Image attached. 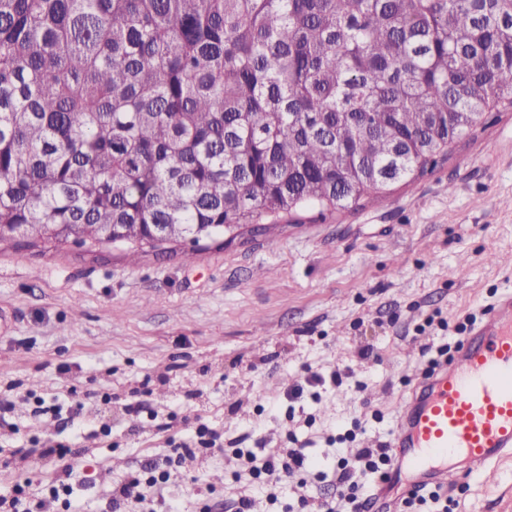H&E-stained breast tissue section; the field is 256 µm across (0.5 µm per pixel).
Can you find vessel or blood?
<instances>
[{
	"instance_id": "vessel-or-blood-1",
	"label": "vessel or blood",
	"mask_w": 512,
	"mask_h": 512,
	"mask_svg": "<svg viewBox=\"0 0 512 512\" xmlns=\"http://www.w3.org/2000/svg\"><path fill=\"white\" fill-rule=\"evenodd\" d=\"M476 337L401 408L390 476L414 488L447 482L456 460L484 469L512 455V292L487 311Z\"/></svg>"
}]
</instances>
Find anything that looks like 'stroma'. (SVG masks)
I'll return each mask as SVG.
<instances>
[{
    "label": "stroma",
    "instance_id": "obj_1",
    "mask_svg": "<svg viewBox=\"0 0 512 512\" xmlns=\"http://www.w3.org/2000/svg\"><path fill=\"white\" fill-rule=\"evenodd\" d=\"M94 251L0 242V466L34 489L59 474L34 454H80L72 512H112V488L149 459L219 436L193 478L172 474L155 512H234L233 452L304 448L307 493L336 496L364 436L392 441L431 350L471 339L467 319L512 291V112L423 175L363 206L304 210L199 245ZM371 349L360 359L361 349ZM60 407L58 428L34 418ZM460 473L451 512H512V457Z\"/></svg>",
    "mask_w": 512,
    "mask_h": 512
}]
</instances>
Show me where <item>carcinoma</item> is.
Returning a JSON list of instances; mask_svg holds the SVG:
<instances>
[{"instance_id":"carcinoma-1","label":"carcinoma","mask_w":512,"mask_h":512,"mask_svg":"<svg viewBox=\"0 0 512 512\" xmlns=\"http://www.w3.org/2000/svg\"><path fill=\"white\" fill-rule=\"evenodd\" d=\"M509 109L512 0H0V241L356 207Z\"/></svg>"}]
</instances>
